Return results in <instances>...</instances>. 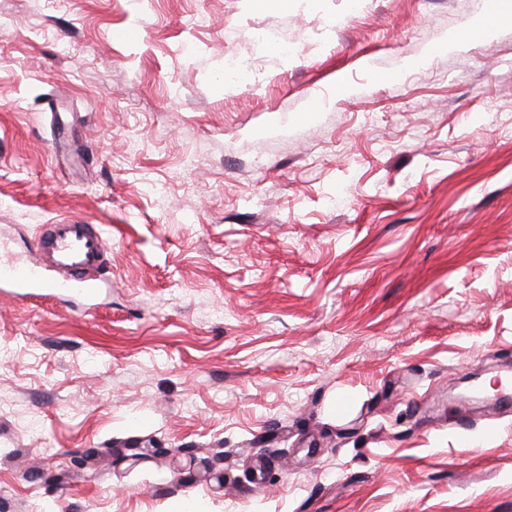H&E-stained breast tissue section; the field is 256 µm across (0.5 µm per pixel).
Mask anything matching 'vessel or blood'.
Segmentation results:
<instances>
[{
	"label": "vessel or blood",
	"mask_w": 512,
	"mask_h": 512,
	"mask_svg": "<svg viewBox=\"0 0 512 512\" xmlns=\"http://www.w3.org/2000/svg\"><path fill=\"white\" fill-rule=\"evenodd\" d=\"M109 250L93 224H53L32 241L30 259L11 256L0 242V282L15 288L17 298L48 293L56 298L97 296L104 281L97 272Z\"/></svg>",
	"instance_id": "b4317fda"
}]
</instances>
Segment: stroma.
Segmentation results:
<instances>
[{"instance_id": "1", "label": "stroma", "mask_w": 512, "mask_h": 512, "mask_svg": "<svg viewBox=\"0 0 512 512\" xmlns=\"http://www.w3.org/2000/svg\"><path fill=\"white\" fill-rule=\"evenodd\" d=\"M486 2L0 0V228L112 282L0 286V512H512V19L427 54ZM108 250V241L95 224H50L34 237L29 260L11 256L7 243L0 242V254L8 256L0 261V282L17 288L14 295L20 299L40 292L58 299H92L108 281L103 274L93 276ZM44 254L49 257L46 264L40 258Z\"/></svg>"}]
</instances>
